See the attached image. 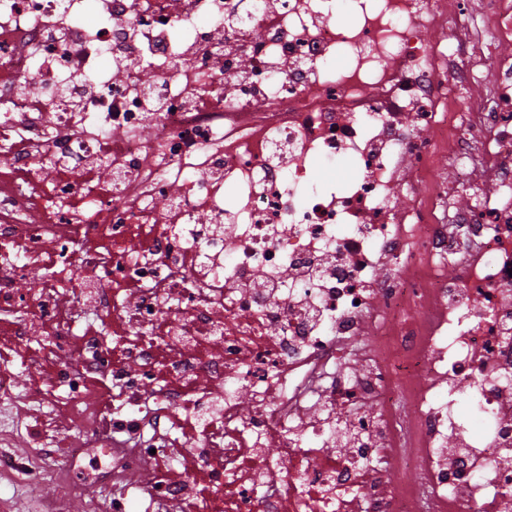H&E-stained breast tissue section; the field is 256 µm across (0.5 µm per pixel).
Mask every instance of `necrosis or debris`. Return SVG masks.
<instances>
[{"mask_svg":"<svg viewBox=\"0 0 512 512\" xmlns=\"http://www.w3.org/2000/svg\"><path fill=\"white\" fill-rule=\"evenodd\" d=\"M489 39L512 44V0H0V316L136 409L97 467L157 465L213 412L143 495L512 512V55L467 92ZM46 156L112 179L41 182ZM81 301L115 344L74 337Z\"/></svg>","mask_w":512,"mask_h":512,"instance_id":"obj_1","label":"necrosis or debris"}]
</instances>
